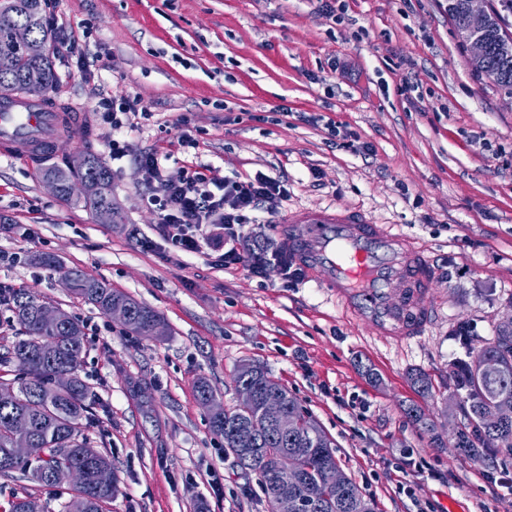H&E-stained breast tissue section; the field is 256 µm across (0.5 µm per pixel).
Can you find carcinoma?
Segmentation results:
<instances>
[{"mask_svg": "<svg viewBox=\"0 0 512 512\" xmlns=\"http://www.w3.org/2000/svg\"><path fill=\"white\" fill-rule=\"evenodd\" d=\"M499 2L501 10L492 11V26L485 35L484 61L477 64V68L500 89L512 94V50L504 48L506 43L512 45V28L509 27L512 0ZM449 3L448 16L461 31L465 25V0H449ZM18 23L27 25L35 37L53 41L38 0H0V77L20 80L27 70L42 69L45 88L34 97L52 110L64 111L50 96L56 84L54 51L46 56H35L14 43L10 32ZM84 157L86 164L82 168L50 167L41 174L59 175L65 182L74 179L86 183L84 201L96 212L101 206L112 203V171L99 157L90 153ZM36 261L67 278L71 294L103 313L116 302L129 305L126 329L137 336H154L155 325L161 318L151 308L77 267L62 266L51 255H39ZM44 305L45 302L23 288L13 290L9 299V307L23 335L16 337L0 355V367L13 372L11 379L0 374V476L9 477L18 472L27 479L31 471L37 469L44 475L38 485L70 490V497L61 503L60 512H105L117 493V479L98 491L88 484L76 485L68 479L65 465L53 452L55 448H71L94 465L112 468L111 456L93 447L88 436L96 395L80 375L85 354L82 336L70 335L80 324L67 314L65 321L56 328L40 325L35 315ZM469 353L471 361L453 364L450 373L456 390L460 391L464 417L455 447L458 454L473 458L481 457L484 451L494 457L501 453L512 455V420L495 421L499 399L512 398V329L499 328L495 336L478 349H469ZM59 374L70 376V386H54ZM235 383L236 388L248 387L260 396L273 390L287 395L288 413L297 416L309 427V432L303 438L285 441L266 425L257 406L240 403L222 415L210 416L212 431L224 438V452L233 455L241 467L256 472L261 485L265 486L271 482L278 450L291 448L295 465L305 478L297 496L316 504L312 512H366L364 496L349 477H344L343 487L336 486V469L340 465L334 458L332 442L287 389L265 370L253 371L250 364L238 369ZM17 414L28 415L33 421L32 439L41 456L31 461H14L8 456L14 437L12 421ZM243 423L251 425L254 447L258 448L256 456L246 463L234 440L235 431Z\"/></svg>", "mask_w": 512, "mask_h": 512, "instance_id": "1", "label": "carcinoma"}]
</instances>
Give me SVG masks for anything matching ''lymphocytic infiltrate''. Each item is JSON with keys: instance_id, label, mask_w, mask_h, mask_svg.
I'll return each instance as SVG.
<instances>
[{"instance_id": "1", "label": "lymphocytic infiltrate", "mask_w": 512, "mask_h": 512, "mask_svg": "<svg viewBox=\"0 0 512 512\" xmlns=\"http://www.w3.org/2000/svg\"><path fill=\"white\" fill-rule=\"evenodd\" d=\"M163 161V154L155 151L140 155L136 165L151 188L147 201L161 217L163 239L179 252H197L203 232L211 228L235 239L246 225L255 223L258 211L277 215L288 198L285 181L262 173L219 177L201 166L171 180L164 174Z\"/></svg>"}]
</instances>
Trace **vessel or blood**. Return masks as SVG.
I'll use <instances>...</instances> for the list:
<instances>
[{
    "label": "vessel or blood",
    "mask_w": 512,
    "mask_h": 512,
    "mask_svg": "<svg viewBox=\"0 0 512 512\" xmlns=\"http://www.w3.org/2000/svg\"><path fill=\"white\" fill-rule=\"evenodd\" d=\"M80 116L26 102L0 108V140L26 157H41L62 128L77 130ZM278 229L292 259L317 275L353 319L402 342L430 324L435 273L424 248L363 212L301 208L284 214Z\"/></svg>",
    "instance_id": "obj_1"
}]
</instances>
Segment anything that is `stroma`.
Wrapping results in <instances>:
<instances>
[{"mask_svg": "<svg viewBox=\"0 0 512 512\" xmlns=\"http://www.w3.org/2000/svg\"><path fill=\"white\" fill-rule=\"evenodd\" d=\"M346 8L338 22L317 0H49L46 21L86 54L82 71L55 56L52 96L84 113L92 135H58L51 156L32 162L0 146V284L82 327V377L102 419L90 438L118 479L110 512H269L257 474L225 453L195 392L206 379L217 403L234 408L246 361L313 416L375 512H512V458L436 447L404 413L418 407L449 437L463 421L448 379L449 363L466 355L454 329L469 323L477 348L512 316V95L475 69L442 0ZM105 94L139 98L149 114L112 130L97 112ZM185 130L196 147L179 146ZM115 138L129 155L112 170L119 217L105 224L40 173L81 152L109 161ZM153 150L167 154L172 178L199 165L219 177L261 172L287 181L283 210L361 211L414 238L436 268L430 327L396 345L311 277L288 282L274 265L251 273L252 244L288 247L273 224L243 229L237 264L221 262L224 243L211 236L198 253L169 250L135 164ZM41 254L157 311L162 335H134L76 298L36 263ZM416 370L431 394L412 384ZM403 456L429 469L408 478V496L392 467ZM17 496L47 512L67 498L0 477V512Z\"/></svg>", "mask_w": 512, "mask_h": 512, "instance_id": "stroma-1", "label": "stroma"}]
</instances>
